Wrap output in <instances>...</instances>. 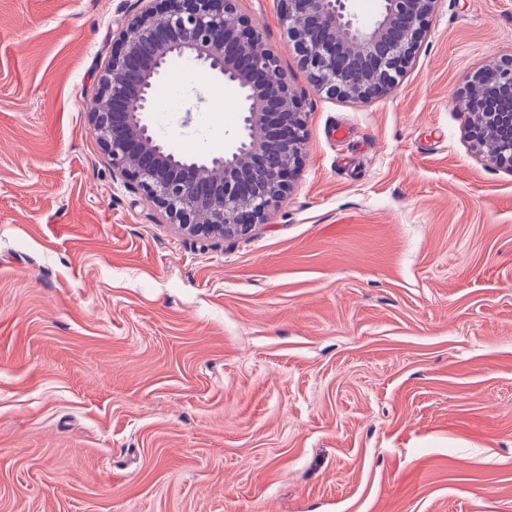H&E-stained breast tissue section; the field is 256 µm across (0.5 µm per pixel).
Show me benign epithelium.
<instances>
[{
	"label": "benign epithelium",
	"instance_id": "1",
	"mask_svg": "<svg viewBox=\"0 0 512 512\" xmlns=\"http://www.w3.org/2000/svg\"><path fill=\"white\" fill-rule=\"evenodd\" d=\"M279 2L314 87L360 99L384 92L403 72L438 0H380L370 22L357 21L348 0ZM175 56L193 58L241 98L240 126L222 153L180 155L146 119ZM474 91L512 102V58L466 78L455 101L469 112ZM88 118L112 167L194 235L246 234L266 220L291 189L305 140L288 77L237 0H136ZM469 128L480 154L512 168V107L475 114Z\"/></svg>",
	"mask_w": 512,
	"mask_h": 512
}]
</instances>
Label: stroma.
I'll list each match as a JSON object with an SVG mask.
<instances>
[{
	"label": "stroma",
	"instance_id": "35a3bbf8",
	"mask_svg": "<svg viewBox=\"0 0 512 512\" xmlns=\"http://www.w3.org/2000/svg\"><path fill=\"white\" fill-rule=\"evenodd\" d=\"M135 0H0V512H512V170L455 93L512 0H440L383 94L316 91L278 0H239L306 114L266 223L192 236L88 111ZM152 112L222 149L200 71Z\"/></svg>",
	"mask_w": 512,
	"mask_h": 512
}]
</instances>
